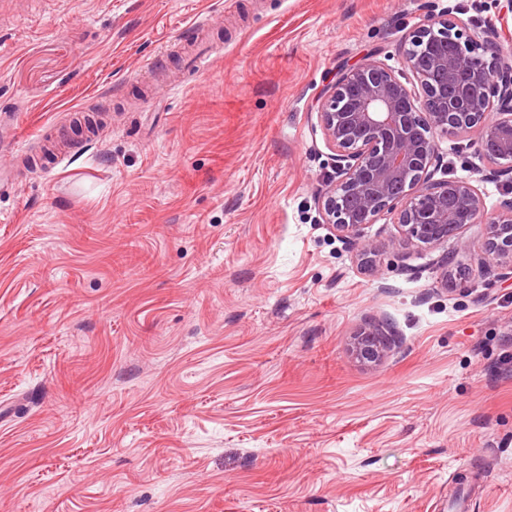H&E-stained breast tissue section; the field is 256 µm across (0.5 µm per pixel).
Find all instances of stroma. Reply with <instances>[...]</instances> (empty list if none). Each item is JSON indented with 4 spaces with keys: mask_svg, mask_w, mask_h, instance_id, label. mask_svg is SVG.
I'll return each mask as SVG.
<instances>
[{
    "mask_svg": "<svg viewBox=\"0 0 512 512\" xmlns=\"http://www.w3.org/2000/svg\"><path fill=\"white\" fill-rule=\"evenodd\" d=\"M424 2L0 0V512H512V274L446 289L385 219L369 271L316 203L318 98ZM189 24L209 66L152 92ZM81 108L97 140L25 168ZM396 342V337L385 320L371 319L355 335L351 352L363 364H377L396 345Z\"/></svg>",
    "mask_w": 512,
    "mask_h": 512,
    "instance_id": "obj_1",
    "label": "stroma"
}]
</instances>
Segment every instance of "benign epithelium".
Masks as SVG:
<instances>
[{
    "label": "benign epithelium",
    "mask_w": 512,
    "mask_h": 512,
    "mask_svg": "<svg viewBox=\"0 0 512 512\" xmlns=\"http://www.w3.org/2000/svg\"><path fill=\"white\" fill-rule=\"evenodd\" d=\"M512 0L498 22L471 34L453 10L426 6L410 36L430 51L422 67L407 49L403 66L412 79L368 54L339 70L320 96L318 114L333 151L334 176L318 198L322 223L343 238L361 240L366 225L388 217L397 242L432 249L455 237L480 268L490 263L512 270V200L491 213L476 179H437L439 134H473L477 151L501 176L512 174V50L496 45L508 27ZM484 225L480 246L462 232ZM396 345L389 324L372 319L354 337L351 352L377 364Z\"/></svg>",
    "instance_id": "1"
}]
</instances>
